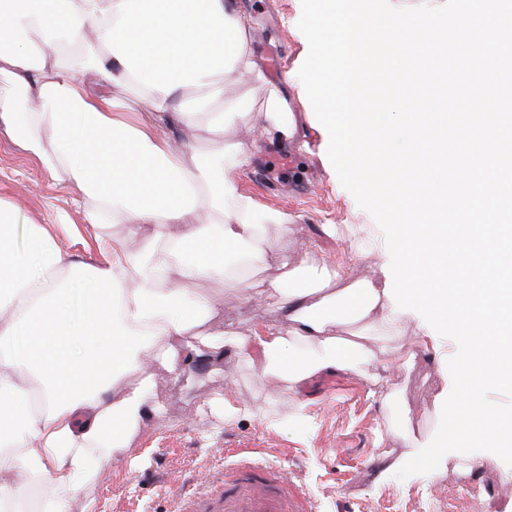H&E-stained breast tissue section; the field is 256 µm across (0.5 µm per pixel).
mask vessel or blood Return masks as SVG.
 I'll list each match as a JSON object with an SVG mask.
<instances>
[{
  "label": "vessel or blood",
  "mask_w": 512,
  "mask_h": 512,
  "mask_svg": "<svg viewBox=\"0 0 512 512\" xmlns=\"http://www.w3.org/2000/svg\"><path fill=\"white\" fill-rule=\"evenodd\" d=\"M223 512H288V500L263 468L248 464L225 475Z\"/></svg>",
  "instance_id": "vessel-or-blood-1"
}]
</instances>
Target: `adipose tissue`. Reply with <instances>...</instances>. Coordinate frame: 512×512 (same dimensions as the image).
<instances>
[{
    "mask_svg": "<svg viewBox=\"0 0 512 512\" xmlns=\"http://www.w3.org/2000/svg\"><path fill=\"white\" fill-rule=\"evenodd\" d=\"M83 43L98 48L86 68L59 69V46ZM234 70L264 75L240 0H0V125L89 200L86 222L101 254L64 257L49 224L27 225L34 251H19L16 213L0 199V512H26L28 491L37 494L35 512H70L150 412L143 355L163 341L185 360L199 354L191 339L215 305L182 283H236L239 268L265 262L255 205L235 184L251 150L219 142L206 156L184 154L166 135L234 124L235 111L209 109ZM114 86L138 89L159 108L158 124L131 125ZM266 112L263 139L291 144L287 98L273 92ZM202 206L215 221L187 223ZM113 223L127 225L124 238L109 240ZM144 224L153 227L147 243ZM288 280L278 293L285 325L236 345L242 354L260 349L263 374L283 391L332 368L365 375L389 353L405 317L381 289L337 288L327 269L308 266ZM78 284L88 292L74 330L62 307ZM368 336L373 346L364 345ZM126 377L136 385H123Z\"/></svg>",
    "mask_w": 512,
    "mask_h": 512,
    "instance_id": "ef3b65f1",
    "label": "adipose tissue"
}]
</instances>
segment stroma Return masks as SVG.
Masks as SVG:
<instances>
[{"label": "stroma", "mask_w": 512, "mask_h": 512, "mask_svg": "<svg viewBox=\"0 0 512 512\" xmlns=\"http://www.w3.org/2000/svg\"><path fill=\"white\" fill-rule=\"evenodd\" d=\"M242 5L266 78L225 75L224 98L212 109H233L238 118L221 138L232 142L260 132L274 89L287 90L289 107L306 129L285 153L259 152L237 177V190L255 201L256 221L273 249L242 287L218 277L187 285V292L210 295L219 305L203 332L223 359L214 362L205 353L173 372L150 363V401L161 406L160 416L142 418L120 463L83 488L71 512H192L195 500L219 496L225 472L242 460L284 480L293 512H386L392 500L399 512H512V466L487 451L451 452L437 473L395 476L397 462L433 438L452 389L447 361L457 344L423 317L409 318L392 340L395 353L414 350L410 365L378 364L366 377L326 370L289 395L281 394L277 378L261 376L257 356L237 352V337L250 328L283 324L277 297L255 302L251 296L286 279L292 268L324 266L342 284L380 287L390 265L381 230L320 157L317 118L298 78L306 45L296 0ZM281 155L289 160L284 170L272 166ZM0 198L20 224L52 225L62 254L97 259L79 194L6 133L0 134ZM279 215L289 233H281ZM392 392L406 414L403 437L389 430L384 399ZM228 393L241 407L231 417L224 414Z\"/></svg>", "instance_id": "1"}]
</instances>
